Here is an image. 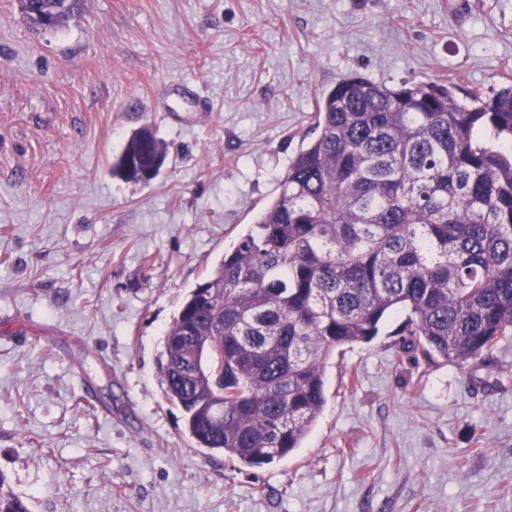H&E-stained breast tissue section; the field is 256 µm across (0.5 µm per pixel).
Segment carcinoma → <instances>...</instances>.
<instances>
[{
    "label": "carcinoma",
    "mask_w": 512,
    "mask_h": 512,
    "mask_svg": "<svg viewBox=\"0 0 512 512\" xmlns=\"http://www.w3.org/2000/svg\"><path fill=\"white\" fill-rule=\"evenodd\" d=\"M316 137L164 332L158 372L202 448L259 467L300 447L325 364L392 314L424 357L487 364L512 334V85L457 98L441 81L341 79ZM167 154L143 126L112 175ZM211 375L189 384L196 348ZM0 512H30L0 473Z\"/></svg>",
    "instance_id": "obj_1"
}]
</instances>
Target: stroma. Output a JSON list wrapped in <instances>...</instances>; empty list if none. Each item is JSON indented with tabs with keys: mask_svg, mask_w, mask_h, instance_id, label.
Masks as SVG:
<instances>
[{
	"mask_svg": "<svg viewBox=\"0 0 512 512\" xmlns=\"http://www.w3.org/2000/svg\"><path fill=\"white\" fill-rule=\"evenodd\" d=\"M472 2L83 0L41 31L0 0V472L30 512H512V336L460 367L416 354L393 314L336 350L302 448L261 467L197 447L157 373L324 91L512 83V0ZM146 124L159 175L113 177ZM88 384L111 417L76 407Z\"/></svg>",
	"mask_w": 512,
	"mask_h": 512,
	"instance_id": "35a3bbf8",
	"label": "stroma"
}]
</instances>
